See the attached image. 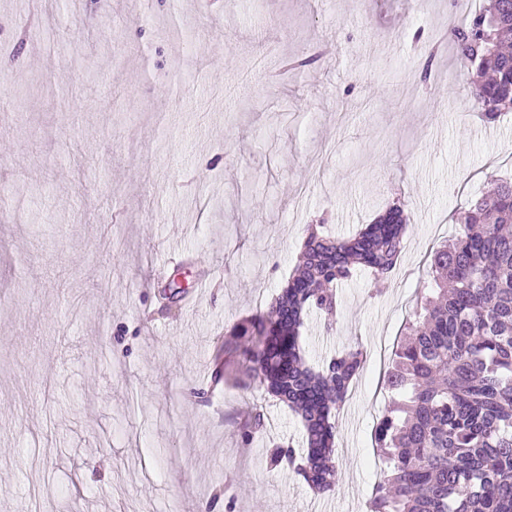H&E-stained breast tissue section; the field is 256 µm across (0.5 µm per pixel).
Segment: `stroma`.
I'll return each instance as SVG.
<instances>
[{"label":"stroma","mask_w":512,"mask_h":512,"mask_svg":"<svg viewBox=\"0 0 512 512\" xmlns=\"http://www.w3.org/2000/svg\"><path fill=\"white\" fill-rule=\"evenodd\" d=\"M454 9L0 0V512L365 505L384 372L431 254L491 177L512 179V113L480 120ZM396 200L410 223L389 288L359 274L335 333L312 316L301 331L315 360L368 353L318 496L268 464L301 446L297 418L238 387L242 355L215 342L269 306L305 225L346 236Z\"/></svg>","instance_id":"35a3bbf8"}]
</instances>
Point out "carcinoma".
<instances>
[{
  "instance_id": "obj_1",
  "label": "carcinoma",
  "mask_w": 512,
  "mask_h": 512,
  "mask_svg": "<svg viewBox=\"0 0 512 512\" xmlns=\"http://www.w3.org/2000/svg\"><path fill=\"white\" fill-rule=\"evenodd\" d=\"M450 36L476 65L481 119L498 121L512 108V0H487ZM408 223L394 201L348 237L307 225L281 292L225 340L250 363L249 377L303 427V448L276 447L270 468L288 465L316 494L333 491L336 412L367 354L354 346L311 363L300 344L304 318L314 313L335 331L339 287L359 272L382 293ZM455 223L394 351V398L374 433L386 467L368 512H512V181L492 180Z\"/></svg>"
}]
</instances>
